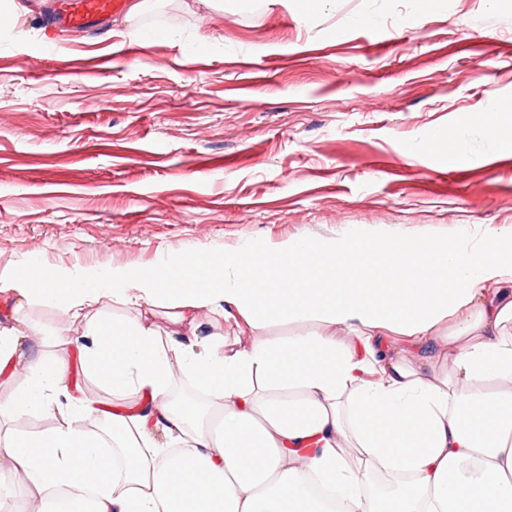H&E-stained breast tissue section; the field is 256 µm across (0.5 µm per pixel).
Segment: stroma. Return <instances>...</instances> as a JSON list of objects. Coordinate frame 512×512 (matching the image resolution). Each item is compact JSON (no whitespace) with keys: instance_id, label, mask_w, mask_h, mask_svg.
Here are the masks:
<instances>
[{"instance_id":"1","label":"stroma","mask_w":512,"mask_h":512,"mask_svg":"<svg viewBox=\"0 0 512 512\" xmlns=\"http://www.w3.org/2000/svg\"><path fill=\"white\" fill-rule=\"evenodd\" d=\"M52 0L0 26V272L72 275L289 238L512 237V0H150L82 30ZM457 146L456 167L444 148ZM109 410L137 401L87 372L97 321L169 327L170 311L101 299L11 312ZM224 342L323 332L313 321ZM76 340L59 342L63 330Z\"/></svg>"}]
</instances>
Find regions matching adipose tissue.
I'll list each match as a JSON object with an SVG mask.
<instances>
[{
	"label": "adipose tissue",
	"instance_id": "obj_1",
	"mask_svg": "<svg viewBox=\"0 0 512 512\" xmlns=\"http://www.w3.org/2000/svg\"><path fill=\"white\" fill-rule=\"evenodd\" d=\"M12 289L65 301L76 318L107 295L166 303L180 326L87 329L88 368L141 402L107 415L108 453L72 425L98 412L83 393L41 435L0 431V489L21 488L27 505L64 486L92 490V512H327L308 493L315 478L343 512H512V240L292 239L80 278L35 265ZM209 315L325 331L229 349L219 332L198 335ZM27 337L0 329V377H26L1 419L42 412L67 386L66 363L24 355ZM178 370L208 392L201 415L172 405ZM377 473L397 479L387 509L364 490Z\"/></svg>",
	"mask_w": 512,
	"mask_h": 512
}]
</instances>
